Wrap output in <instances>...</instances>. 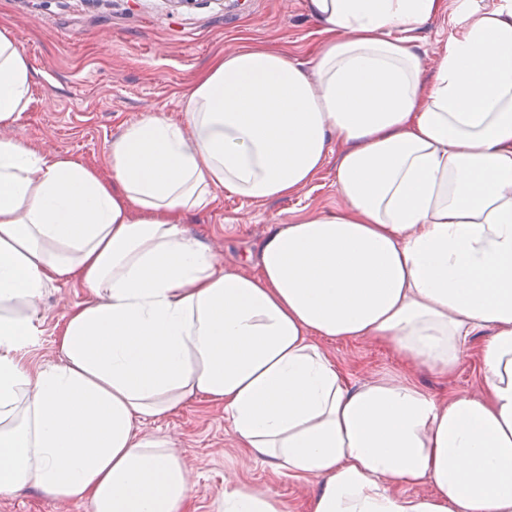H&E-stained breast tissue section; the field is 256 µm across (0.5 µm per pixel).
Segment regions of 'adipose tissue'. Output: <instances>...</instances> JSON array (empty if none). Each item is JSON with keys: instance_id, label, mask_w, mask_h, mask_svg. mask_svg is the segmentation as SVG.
Segmentation results:
<instances>
[{"instance_id": "obj_1", "label": "adipose tissue", "mask_w": 512, "mask_h": 512, "mask_svg": "<svg viewBox=\"0 0 512 512\" xmlns=\"http://www.w3.org/2000/svg\"><path fill=\"white\" fill-rule=\"evenodd\" d=\"M313 66L276 50L213 59L184 120L148 114L109 147L111 179L0 137V494L92 512H194L183 458L145 423L224 407L238 448L317 481L307 512H512V0L461 6L425 80L409 35L442 0H308ZM33 91L0 29V126ZM338 153L343 204L272 224L227 265L182 222L221 192L254 204L308 186ZM76 279L57 362L22 350L48 288ZM492 336L478 392L436 399ZM367 339L401 379L350 387L324 342ZM413 494H406V487ZM222 512H282L225 486ZM491 336L490 330H477L468 338L457 370L448 378L422 372L416 381L435 397L445 400L461 393H472L480 384V359L482 349Z\"/></svg>"}]
</instances>
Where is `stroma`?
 <instances>
[{"instance_id": "1", "label": "stroma", "mask_w": 512, "mask_h": 512, "mask_svg": "<svg viewBox=\"0 0 512 512\" xmlns=\"http://www.w3.org/2000/svg\"><path fill=\"white\" fill-rule=\"evenodd\" d=\"M307 2L195 0L175 7L170 0H0V27L10 29L25 50L35 85L27 112L0 127V136L76 158L109 176L112 139L147 114L183 120L184 94L214 57L244 47L277 49L312 66L323 35ZM460 2L446 0L445 11L412 35L427 56V79H434L438 57L456 29ZM336 164V155H329L313 182L287 199L256 205L219 195L211 210L184 218L183 229L217 259L243 261L267 225L297 223L310 212L341 206ZM88 297V288L76 280L47 290L34 321L38 334L22 356L29 370L58 361L62 314ZM490 336L486 329L474 332L452 375L424 372L418 383L442 400L476 391ZM324 348L354 387L404 374L391 350L369 340L328 342ZM142 431L169 441L185 458L196 512H218L228 482L268 488L283 512H304L317 489L314 481L279 474L270 461L245 454L217 404H188ZM0 512L92 509L86 501L59 502L26 489L0 495Z\"/></svg>"}]
</instances>
